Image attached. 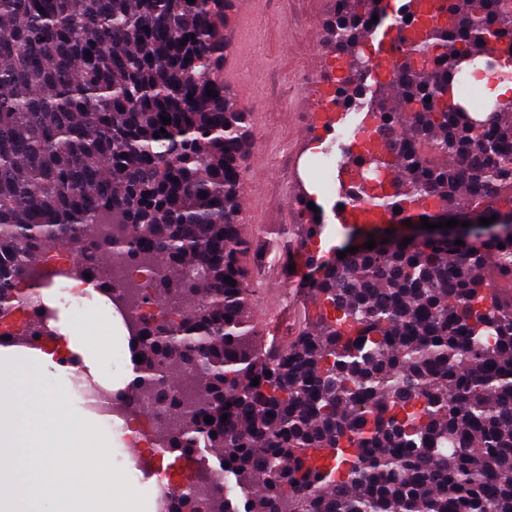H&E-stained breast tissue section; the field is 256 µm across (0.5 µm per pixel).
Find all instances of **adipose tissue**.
<instances>
[{"label":"adipose tissue","mask_w":512,"mask_h":512,"mask_svg":"<svg viewBox=\"0 0 512 512\" xmlns=\"http://www.w3.org/2000/svg\"><path fill=\"white\" fill-rule=\"evenodd\" d=\"M49 327L56 334L55 347L0 344V378L22 384L21 391L0 394V447L12 449L16 477L8 491V512H134L132 493L117 497L112 491L110 438L71 413L61 389L42 382L43 375L66 373L55 358L61 349L76 355L86 376L111 388L100 363L117 328L107 315L89 333L61 313Z\"/></svg>","instance_id":"adipose-tissue-1"}]
</instances>
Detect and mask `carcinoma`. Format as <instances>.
<instances>
[{"instance_id":"carcinoma-1","label":"carcinoma","mask_w":512,"mask_h":512,"mask_svg":"<svg viewBox=\"0 0 512 512\" xmlns=\"http://www.w3.org/2000/svg\"><path fill=\"white\" fill-rule=\"evenodd\" d=\"M227 6L0 0V311L39 312L52 245L152 273L137 302L168 313L130 319L132 387L171 414L169 453L220 450L196 473L207 492L170 512H512V292L494 284L512 282V232L498 231L512 216V99L478 110L462 79L470 67L512 81V0H432L413 16L371 98L392 154L347 155L363 172L355 198L392 222L414 203L429 219L497 220L311 260L302 289L318 311L265 353L240 264L253 126L221 77ZM375 15V0H333L325 46L361 52ZM368 67L336 80L341 108ZM309 202L296 198L314 238Z\"/></svg>"}]
</instances>
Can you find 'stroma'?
Here are the masks:
<instances>
[{
	"instance_id": "1",
	"label": "stroma",
	"mask_w": 512,
	"mask_h": 512,
	"mask_svg": "<svg viewBox=\"0 0 512 512\" xmlns=\"http://www.w3.org/2000/svg\"><path fill=\"white\" fill-rule=\"evenodd\" d=\"M332 8L333 0H232L219 23L230 45L224 82L254 124L243 159L244 179L253 189L243 198L241 233L251 249L242 262L257 284L249 311L262 349L289 340L312 311L300 285L267 263L271 253L306 239L295 197L307 193L323 213L322 243L335 250L348 240L332 213L337 190L327 189L313 171L320 156L340 160L349 145L312 121L332 59L322 42Z\"/></svg>"
}]
</instances>
